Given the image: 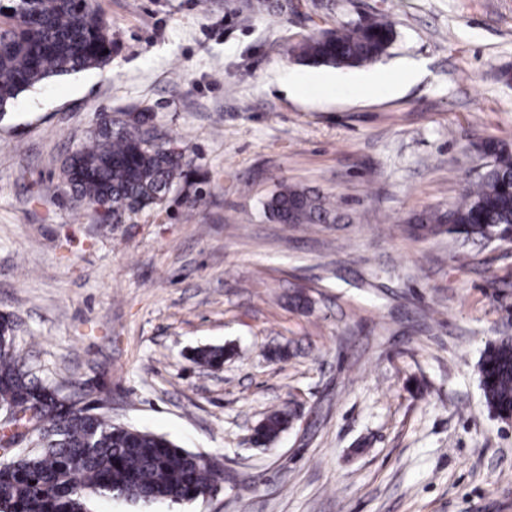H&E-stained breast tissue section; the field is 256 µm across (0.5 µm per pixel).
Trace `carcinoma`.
<instances>
[{"label":"carcinoma","mask_w":512,"mask_h":512,"mask_svg":"<svg viewBox=\"0 0 512 512\" xmlns=\"http://www.w3.org/2000/svg\"><path fill=\"white\" fill-rule=\"evenodd\" d=\"M386 18L340 24L293 47L310 65L361 67L378 61L395 40ZM112 36L92 0H7L0 4V106L53 77L109 65ZM144 115L127 116L75 150L69 166L73 190L92 205L112 204V223L164 201L177 181L194 184L197 170L178 142L151 139ZM491 157L478 181L447 210L411 218L416 236L448 233L464 242L512 243V146L486 141ZM279 224H334L340 215L320 192L284 184L264 203ZM7 334L0 349V409L22 413L38 448L4 441L0 462V512H93L96 498L131 505L196 502L221 486L220 458L191 452L167 437L112 422L94 407L38 378L13 347V322L0 317ZM228 355L222 346H201L190 360L218 369ZM486 403L502 420L512 418V336L490 343L479 364ZM295 418L292 409L270 412L254 429L253 441L267 447Z\"/></svg>","instance_id":"obj_1"}]
</instances>
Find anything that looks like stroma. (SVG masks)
<instances>
[{
	"mask_svg": "<svg viewBox=\"0 0 512 512\" xmlns=\"http://www.w3.org/2000/svg\"><path fill=\"white\" fill-rule=\"evenodd\" d=\"M96 0L112 63L21 93L0 117V315L38 376L114 422L221 457L189 504L95 512H512V422L478 362L512 336V245L414 238L476 179L478 142H512V0ZM388 16L374 64L291 49ZM385 72L397 87L363 86ZM151 115L204 174L205 205L106 221L64 178L101 113ZM335 201L337 224H280L281 184ZM302 289L310 308L291 307ZM232 347L218 371L189 359ZM284 357H275V350ZM297 419L250 442L272 409Z\"/></svg>",
	"mask_w": 512,
	"mask_h": 512,
	"instance_id": "stroma-1",
	"label": "stroma"
}]
</instances>
